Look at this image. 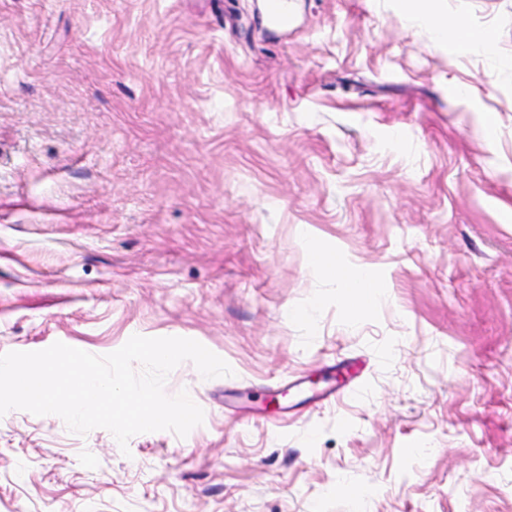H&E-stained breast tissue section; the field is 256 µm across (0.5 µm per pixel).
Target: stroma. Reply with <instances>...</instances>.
Wrapping results in <instances>:
<instances>
[{
    "instance_id": "35a3bbf8",
    "label": "stroma",
    "mask_w": 512,
    "mask_h": 512,
    "mask_svg": "<svg viewBox=\"0 0 512 512\" xmlns=\"http://www.w3.org/2000/svg\"><path fill=\"white\" fill-rule=\"evenodd\" d=\"M293 2L0 0V354L184 337L233 370L181 363L203 423L125 452L0 416V512H512V0L437 2L490 50ZM352 358L335 403L245 400ZM338 288H342L355 310L368 311L385 299V291L368 275L357 272H344L337 276Z\"/></svg>"
}]
</instances>
